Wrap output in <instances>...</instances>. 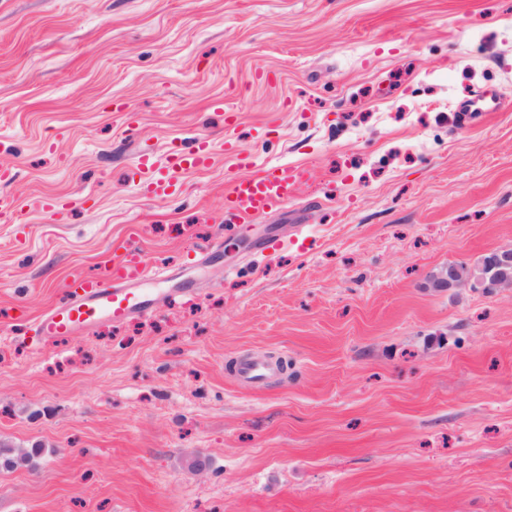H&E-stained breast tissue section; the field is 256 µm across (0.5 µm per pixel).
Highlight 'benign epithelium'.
<instances>
[{
    "label": "benign epithelium",
    "mask_w": 512,
    "mask_h": 512,
    "mask_svg": "<svg viewBox=\"0 0 512 512\" xmlns=\"http://www.w3.org/2000/svg\"><path fill=\"white\" fill-rule=\"evenodd\" d=\"M467 285L473 289L512 288V249L494 251L481 267L448 264L436 272L430 287L445 290Z\"/></svg>",
    "instance_id": "7a95c632"
}]
</instances>
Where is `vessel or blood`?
Returning <instances> with one entry per match:
<instances>
[{"instance_id": "vessel-or-blood-1", "label": "vessel or blood", "mask_w": 512, "mask_h": 512, "mask_svg": "<svg viewBox=\"0 0 512 512\" xmlns=\"http://www.w3.org/2000/svg\"><path fill=\"white\" fill-rule=\"evenodd\" d=\"M213 151L208 141L198 148L171 152L163 167H155L146 154H139L136 165L147 173V188L158 198L180 191L182 173L209 165ZM303 169L288 165H272L256 175L233 177L224 190V221L248 224L257 217L276 210L294 197L296 183L305 178ZM159 269L144 267L127 272L123 264L113 267V274L99 281L72 280L68 296L50 306L34 321L35 328L46 341L55 342L90 329L102 320L121 321L130 316H144L152 308L141 288L142 283L162 278ZM269 364L261 361L242 363L238 374L243 381L259 385L270 374Z\"/></svg>"}]
</instances>
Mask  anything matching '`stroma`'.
<instances>
[{
    "instance_id": "obj_1",
    "label": "stroma",
    "mask_w": 512,
    "mask_h": 512,
    "mask_svg": "<svg viewBox=\"0 0 512 512\" xmlns=\"http://www.w3.org/2000/svg\"><path fill=\"white\" fill-rule=\"evenodd\" d=\"M228 141L312 176L228 226ZM1 192L0 512H512V288L428 286L512 248V0H0ZM119 254L154 312L41 342ZM213 151L210 143L203 139L195 151L171 152L162 168L156 169L151 159L139 152L136 165L145 173L149 172L147 188L157 198H165L181 190L179 178L182 173L207 166L212 162ZM272 367L261 361H250L242 363L238 368V375L248 384L259 385L270 374Z\"/></svg>"
}]
</instances>
